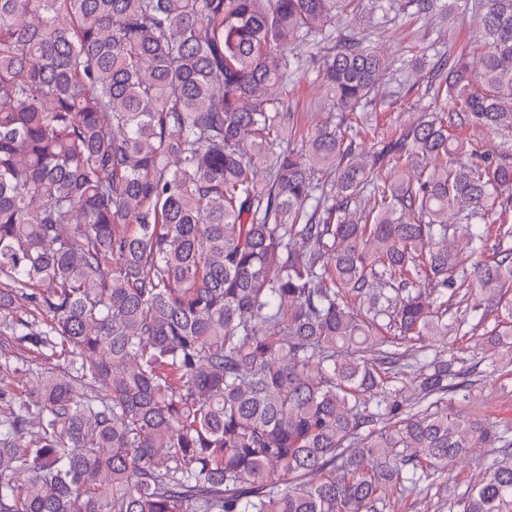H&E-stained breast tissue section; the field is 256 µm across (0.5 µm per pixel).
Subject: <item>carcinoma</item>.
<instances>
[{"label":"carcinoma","instance_id":"1","mask_svg":"<svg viewBox=\"0 0 512 512\" xmlns=\"http://www.w3.org/2000/svg\"><path fill=\"white\" fill-rule=\"evenodd\" d=\"M354 2L0 0V512H398L473 448L448 512H512V427L457 409L460 340L512 376V163L460 133L512 129V0L372 150L387 63L342 38L289 138Z\"/></svg>","mask_w":512,"mask_h":512}]
</instances>
